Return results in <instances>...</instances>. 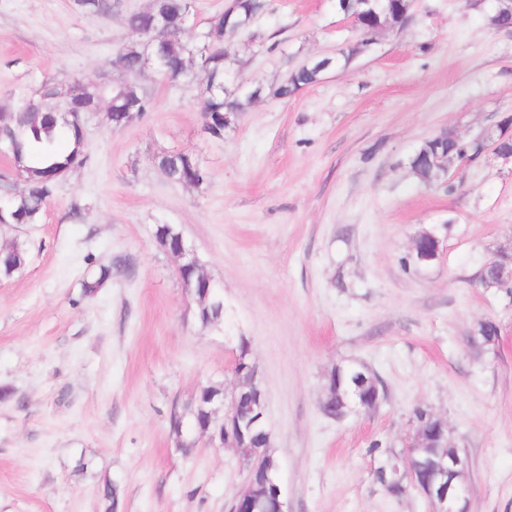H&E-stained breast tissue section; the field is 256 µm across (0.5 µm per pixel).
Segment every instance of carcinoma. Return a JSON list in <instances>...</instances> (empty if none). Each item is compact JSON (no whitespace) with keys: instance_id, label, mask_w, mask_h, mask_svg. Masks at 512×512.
Instances as JSON below:
<instances>
[{"instance_id":"cac0c4a2","label":"carcinoma","mask_w":512,"mask_h":512,"mask_svg":"<svg viewBox=\"0 0 512 512\" xmlns=\"http://www.w3.org/2000/svg\"><path fill=\"white\" fill-rule=\"evenodd\" d=\"M75 6L102 17H109L120 6V0H74ZM195 0H153L149 8L128 12L124 23L138 40L129 42L119 49L113 63L123 70L134 71L141 67L144 47L142 38L155 36L158 15H165L171 25L172 34L154 45V51L168 64L164 81L176 85L189 79L190 72L181 67V62L189 57L196 58L199 72L206 76L203 104L200 105L203 132L213 138H221L224 133V113H242L253 104L258 95L254 91H243L241 87H231L227 62L238 61L237 53L226 41L224 15L211 16L202 32L190 41L178 33L179 11L191 13ZM270 9L269 0H238L232 16L234 24L243 32H251L253 20ZM397 11H379L365 25L376 30L388 28L399 30L407 20L396 18ZM490 26L509 31L512 29V15L499 11L495 3L488 16ZM323 70L311 64L292 74L291 86L304 88L317 83ZM73 115L65 118L57 112H33L31 98L23 97L17 104L6 110L0 119V149L11 163L14 175H0V222L3 224H33L41 216L49 199L60 182L61 173L87 162L84 153V133L81 118L90 112L101 111L99 85L95 82L76 81L72 84ZM128 95L132 106L108 108L105 111L107 125L114 130L130 124L132 117H143L154 109L153 97L142 88L131 85ZM155 164L173 184L199 187L209 182L210 172L200 162L195 153L185 150L162 153L155 157ZM409 165L418 181L426 186H438L436 171L424 162L409 159ZM23 183L24 194H16V181ZM179 230L171 224H161L155 229V240L165 251L175 248ZM26 244L15 239L0 247V278H10L24 270L27 265ZM179 278L194 283L200 289L195 296L196 319L205 329L218 330L224 327V296L213 280L194 266H185L179 271ZM112 279V266L99 268L96 278L83 285L86 296L94 295ZM330 374L336 375V396L358 385L373 386L378 378L368 372L363 365L353 363L334 368ZM197 403L209 407L207 418L214 419L216 405L224 400V389L215 385H203L196 396ZM101 496L106 501L105 512H114L120 506L119 487L107 481L101 488Z\"/></svg>"}]
</instances>
